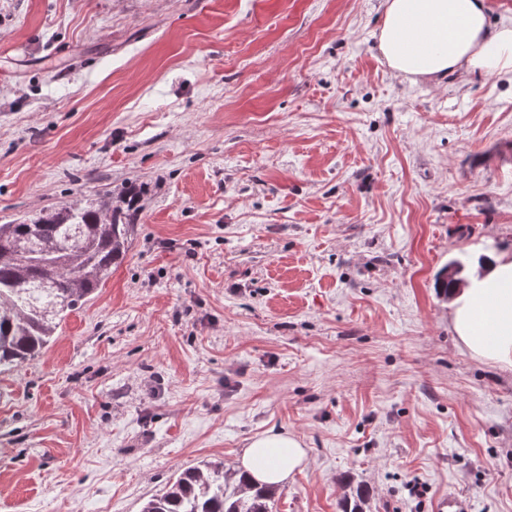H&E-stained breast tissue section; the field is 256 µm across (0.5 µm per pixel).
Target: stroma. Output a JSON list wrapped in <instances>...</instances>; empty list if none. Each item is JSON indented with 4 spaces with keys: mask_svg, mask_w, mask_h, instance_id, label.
Returning <instances> with one entry per match:
<instances>
[{
    "mask_svg": "<svg viewBox=\"0 0 512 512\" xmlns=\"http://www.w3.org/2000/svg\"><path fill=\"white\" fill-rule=\"evenodd\" d=\"M384 0H0V224L145 193L125 260L0 374V512H140L295 434L277 512H512V370L436 277L512 252V72L397 77Z\"/></svg>",
    "mask_w": 512,
    "mask_h": 512,
    "instance_id": "stroma-1",
    "label": "stroma"
}]
</instances>
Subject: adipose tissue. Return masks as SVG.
Listing matches in <instances>:
<instances>
[{
	"label": "adipose tissue",
	"instance_id": "1",
	"mask_svg": "<svg viewBox=\"0 0 512 512\" xmlns=\"http://www.w3.org/2000/svg\"><path fill=\"white\" fill-rule=\"evenodd\" d=\"M379 50L397 74L439 84L465 71L512 68V26L491 25L486 0H385ZM448 309L462 349L512 368V253L486 254L450 292ZM306 460L299 438L269 431L253 438L240 465L255 481L275 485Z\"/></svg>",
	"mask_w": 512,
	"mask_h": 512
}]
</instances>
